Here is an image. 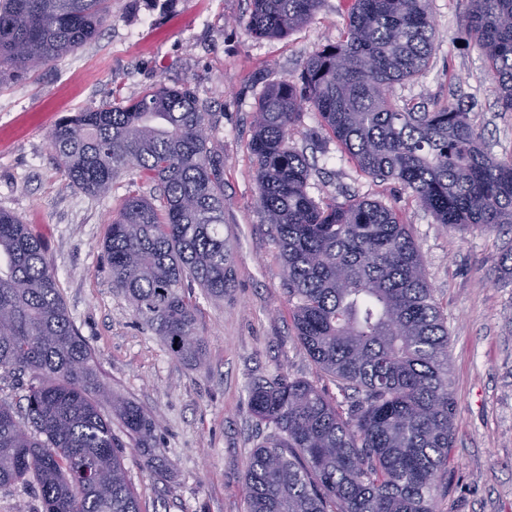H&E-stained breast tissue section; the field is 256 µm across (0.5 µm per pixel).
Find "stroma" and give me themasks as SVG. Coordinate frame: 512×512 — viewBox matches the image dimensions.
<instances>
[{"instance_id": "obj_1", "label": "stroma", "mask_w": 512, "mask_h": 512, "mask_svg": "<svg viewBox=\"0 0 512 512\" xmlns=\"http://www.w3.org/2000/svg\"><path fill=\"white\" fill-rule=\"evenodd\" d=\"M469 0H430L436 29L429 67L396 85L420 109L458 101L485 152L512 162V112L502 111L484 56L467 33ZM250 0H112L99 36L50 67L0 82V210L27 224L46 248L69 318L94 352L113 395L150 415L163 470L148 468L118 416L128 482L141 512H246L243 477L269 435L248 407L257 380H307L330 396L335 382L295 336L276 236L256 202L250 150L265 84L297 81L317 49L346 30V0H322L313 19L281 38L251 36ZM188 87L209 114L210 146L224 156V296L190 288L200 361L174 358L112 286L103 242L129 192L153 183L128 169L92 197L67 186L49 133L62 116L118 96ZM293 144L315 154L308 191L318 200L382 202L407 225L448 326V383L456 400V467L437 512H512V285L496 278L512 229L458 232L437 223L400 183L362 175L339 142L305 110Z\"/></svg>"}]
</instances>
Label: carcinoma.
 <instances>
[{
	"mask_svg": "<svg viewBox=\"0 0 512 512\" xmlns=\"http://www.w3.org/2000/svg\"><path fill=\"white\" fill-rule=\"evenodd\" d=\"M430 0H350L346 31L304 64L296 83L265 86L253 120L257 203L276 231L298 341L343 400L280 376L250 388L251 414L272 434L244 477L247 512H433L452 465L456 401L448 326L422 256L399 215L365 198L319 202L315 163L292 145L303 110L317 112L358 170L395 180L437 222L460 232L512 224V163L489 157L469 112L418 111L395 85L423 74L435 28ZM321 0H250L249 32L278 38ZM112 0H0V81L91 42ZM497 101L512 112V0H471L467 19ZM205 107L189 88L159 86L62 117L50 133L67 185L106 194L136 165L154 200L128 194L104 250L112 286L184 362H197L185 284L224 298V156L208 147ZM498 278L512 284V243ZM0 368L30 375L24 420L0 403V487L27 483L41 512H140L107 403L161 467L155 421L98 383L89 344L60 296L43 241L0 210Z\"/></svg>",
	"mask_w": 512,
	"mask_h": 512,
	"instance_id": "carcinoma-1",
	"label": "carcinoma"
}]
</instances>
